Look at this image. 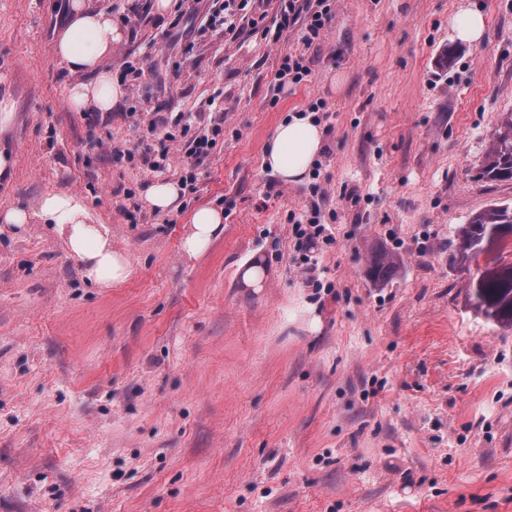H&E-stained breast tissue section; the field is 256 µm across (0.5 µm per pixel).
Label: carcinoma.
Segmentation results:
<instances>
[{"instance_id":"obj_1","label":"carcinoma","mask_w":512,"mask_h":512,"mask_svg":"<svg viewBox=\"0 0 512 512\" xmlns=\"http://www.w3.org/2000/svg\"><path fill=\"white\" fill-rule=\"evenodd\" d=\"M482 177L489 181L512 180V115L501 122L487 148ZM458 246L451 262L472 275L467 298L487 321L512 329V262L504 263L502 252L512 236V204H493L476 213L457 230ZM398 269L395 257L379 253L371 259L370 275L378 282L391 279Z\"/></svg>"}]
</instances>
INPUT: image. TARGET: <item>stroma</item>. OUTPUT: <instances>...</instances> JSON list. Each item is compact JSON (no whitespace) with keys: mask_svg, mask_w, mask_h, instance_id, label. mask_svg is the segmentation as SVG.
<instances>
[{"mask_svg":"<svg viewBox=\"0 0 512 512\" xmlns=\"http://www.w3.org/2000/svg\"><path fill=\"white\" fill-rule=\"evenodd\" d=\"M69 2L0 0V209L70 192L134 272L95 287L48 225L0 223V512H512V329L448 263L459 225L512 203L479 175L512 113V0H332L309 47L252 26L276 0H224L213 26L209 0H87L122 32L113 78L144 71L93 119L54 54ZM464 3L481 42L451 37ZM288 54L311 73L281 90ZM156 112L224 127L161 214L146 187L190 170L176 147L161 174L138 159ZM295 112L324 148L286 184L262 153ZM202 204L224 231L186 263ZM315 207L332 237L300 241ZM380 252L400 260L385 282ZM398 269V262L395 257L388 253H379L371 259L370 275L378 282H385L391 279Z\"/></svg>","mask_w":512,"mask_h":512,"instance_id":"1","label":"stroma"}]
</instances>
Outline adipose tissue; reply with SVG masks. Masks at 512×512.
Wrapping results in <instances>:
<instances>
[{
	"instance_id": "1",
	"label": "adipose tissue",
	"mask_w": 512,
	"mask_h": 512,
	"mask_svg": "<svg viewBox=\"0 0 512 512\" xmlns=\"http://www.w3.org/2000/svg\"><path fill=\"white\" fill-rule=\"evenodd\" d=\"M121 33L111 13L94 9L86 0H71L64 25L55 33L56 57L80 77L70 89L72 104L86 112H108L122 97L112 81V48ZM323 150V131L307 112L281 122L264 148L266 168L287 183L300 182ZM40 222L51 226L84 279L100 288L125 282L133 272L127 252L113 247L107 225L87 221V210L76 196L47 193L34 208L0 210V223L18 227ZM222 209L204 204L191 214L184 227L180 250L193 260L204 254L224 226Z\"/></svg>"
}]
</instances>
